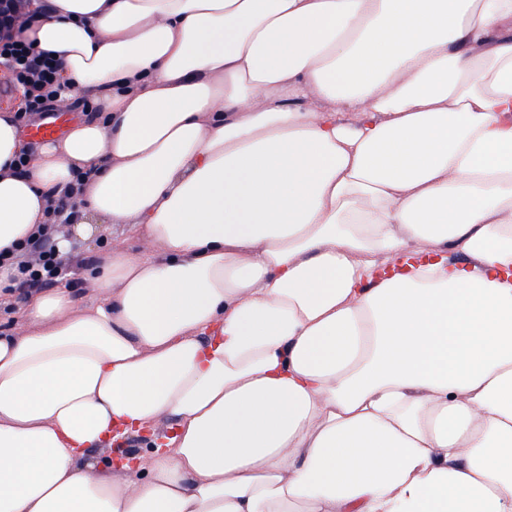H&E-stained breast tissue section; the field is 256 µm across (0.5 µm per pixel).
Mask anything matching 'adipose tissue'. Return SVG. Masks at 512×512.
<instances>
[{
  "mask_svg": "<svg viewBox=\"0 0 512 512\" xmlns=\"http://www.w3.org/2000/svg\"><path fill=\"white\" fill-rule=\"evenodd\" d=\"M31 7L98 115L0 113V250L86 169L146 249L0 335V512H512V0Z\"/></svg>",
  "mask_w": 512,
  "mask_h": 512,
  "instance_id": "ef3b65f1",
  "label": "adipose tissue"
}]
</instances>
